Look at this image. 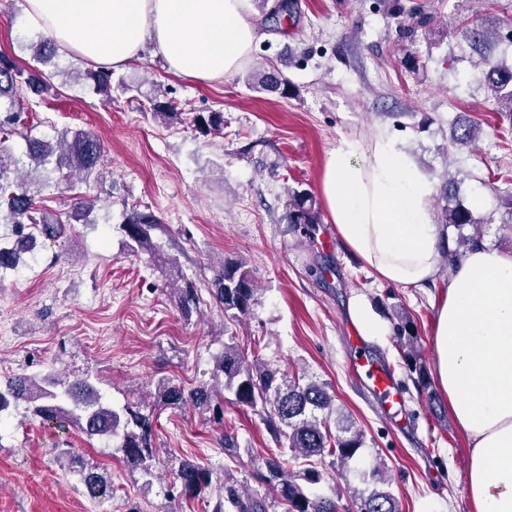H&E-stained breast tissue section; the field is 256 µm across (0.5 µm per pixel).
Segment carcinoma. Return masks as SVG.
<instances>
[{
    "mask_svg": "<svg viewBox=\"0 0 512 512\" xmlns=\"http://www.w3.org/2000/svg\"><path fill=\"white\" fill-rule=\"evenodd\" d=\"M484 81L494 94L498 112L512 122V66L487 63L482 72ZM53 75L38 69L25 71L6 55H0V223L13 225L15 240L8 246L0 245V268L14 269L22 262V254L41 235L56 240L64 233L63 221L49 211L35 206L34 191L23 174V158H28L34 170L58 171L72 180L79 177L89 183L101 177L102 158L100 141L83 130H64L54 141L33 139L20 129L21 115L31 108L36 99L46 98L52 90ZM89 89L95 94H106L112 87V70L87 72ZM249 85L263 86L270 91L288 93L289 82L278 71L263 73ZM150 109L165 123L180 122L183 113L175 102L162 94L147 98ZM192 122L207 134H224V113L209 112L193 116ZM287 220L294 227L306 229L320 223V214L311 196L302 191L289 194ZM160 219L148 211L132 208L124 211L121 229L128 239V247L135 250L151 248V230ZM443 224L456 229L479 226L473 212L457 204L444 210ZM482 240L481 234L459 236L450 258L458 259L463 250ZM257 288L243 264L226 262L216 270L212 280V296L232 319L245 317L255 301ZM177 295L184 314L191 312L199 300L198 289L191 280H185ZM396 344L410 373L416 374L417 385L427 387V373L417 350L418 331L413 316L408 312L397 314L394 325ZM216 372L223 375L222 384H206L189 391L167 381L158 383V399L162 405L179 408L185 404L212 413L224 414V392L251 409L261 408L275 441L287 448L291 458L308 462L299 472L292 470L289 460L281 454L270 456L262 467L252 474L259 485L276 492L277 500L286 512H338L332 498L312 493L309 486L323 480V472L315 463L329 461L345 468L360 455L363 434L351 426L341 428V434L332 433L328 414L332 400L324 387L309 382L305 385L273 369L238 345L227 343L216 360ZM24 403L25 416L59 425L77 427L87 439L110 440L121 436L118 451L121 460L152 475L154 452L151 443L149 417L136 409L124 407L119 412L107 402L90 379L75 382L56 372H35L13 375L0 380V413ZM318 411L327 415L319 417ZM61 461L80 476L86 493L93 499L112 497V481L108 472L85 464L82 460L62 452ZM213 472L205 466L188 460L172 471L170 492L172 498L199 497L208 492ZM354 512H399L396 499L388 492L373 491L367 495L352 496ZM267 512L265 499L248 493L229 475H223L219 494L211 512Z\"/></svg>",
    "mask_w": 512,
    "mask_h": 512,
    "instance_id": "1",
    "label": "carcinoma"
}]
</instances>
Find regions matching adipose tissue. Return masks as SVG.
Instances as JSON below:
<instances>
[{"instance_id":"obj_1","label":"adipose tissue","mask_w":512,"mask_h":512,"mask_svg":"<svg viewBox=\"0 0 512 512\" xmlns=\"http://www.w3.org/2000/svg\"><path fill=\"white\" fill-rule=\"evenodd\" d=\"M252 0H24L28 27L60 51L123 69L155 44L169 71L212 81L232 75L258 39ZM433 187L387 130L341 138L321 193L341 245L386 283L444 279L434 318V377L470 453L474 512H512V253L480 244L446 260Z\"/></svg>"}]
</instances>
